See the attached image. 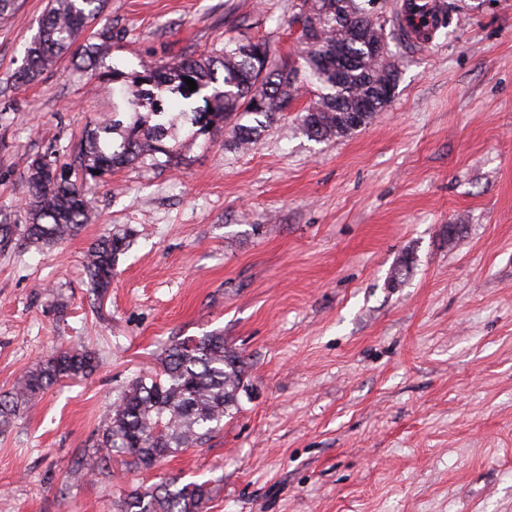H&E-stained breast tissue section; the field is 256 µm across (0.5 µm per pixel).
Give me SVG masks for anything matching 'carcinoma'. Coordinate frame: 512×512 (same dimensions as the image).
<instances>
[{
	"mask_svg": "<svg viewBox=\"0 0 512 512\" xmlns=\"http://www.w3.org/2000/svg\"><path fill=\"white\" fill-rule=\"evenodd\" d=\"M371 0H345L347 15L356 22L376 20L372 35L386 33L384 16L370 13ZM317 0H299L292 23L299 26L298 40L306 48L303 63L275 60L262 41L229 40L224 51L207 56H182L165 63H145L132 77L134 89L122 92L113 102V113L124 109L135 120L116 143L112 134L120 124L114 119L96 122L87 131L86 145L74 159L61 166L44 157L27 164V243L44 249L75 236L86 223L91 201L84 188L88 179L116 168L134 165L148 156L163 153L178 157L179 144L167 145L181 122H190L200 135L221 128L233 115L257 116L253 125H236L233 144L245 149L257 142L300 92L315 89V99L300 113L303 132L315 139L344 138L366 126L373 115L391 100L398 74L381 71L363 45L349 47L352 63L336 72L327 48L349 40V27L312 15ZM107 0H47L37 33L26 48L15 80L30 84L67 55L98 61L112 43V26L95 33L96 42H81L84 31L101 19ZM196 82L189 90L185 79ZM197 95L203 107L187 100ZM369 103L363 122L357 126L337 124L339 108ZM158 117L145 125L140 109ZM130 247L126 234L103 236L85 255L91 287L110 288L120 256ZM161 371L132 381L104 413L96 448L86 462L92 472L110 469L112 452L129 455L136 465L150 466L180 449L201 444L221 425L224 417L238 410L245 390L238 356L224 347L217 334L190 336L171 341L161 358ZM99 366L95 353L84 346L60 349L24 372L12 390L0 395V426L11 423L23 409L64 379L86 378ZM209 488L204 483L178 485L165 480L150 491H133L123 503V512H206Z\"/></svg>",
	"mask_w": 512,
	"mask_h": 512,
	"instance_id": "carcinoma-1",
	"label": "carcinoma"
}]
</instances>
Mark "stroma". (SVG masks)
<instances>
[{
	"mask_svg": "<svg viewBox=\"0 0 512 512\" xmlns=\"http://www.w3.org/2000/svg\"><path fill=\"white\" fill-rule=\"evenodd\" d=\"M46 2L0 23V395L61 346L100 366L0 426V512H122L164 477L206 483L208 512H512V0H450L424 48L380 0L398 82L365 127L311 140L298 100L246 150L234 124L181 130L180 158L88 182L90 221L40 252L27 163L73 159L113 70L298 48L294 0H109L96 70L68 57L22 86ZM115 230L131 244L99 295L84 256ZM211 332L243 362L238 412L153 468L84 470L107 403Z\"/></svg>",
	"mask_w": 512,
	"mask_h": 512,
	"instance_id": "stroma-1",
	"label": "stroma"
}]
</instances>
